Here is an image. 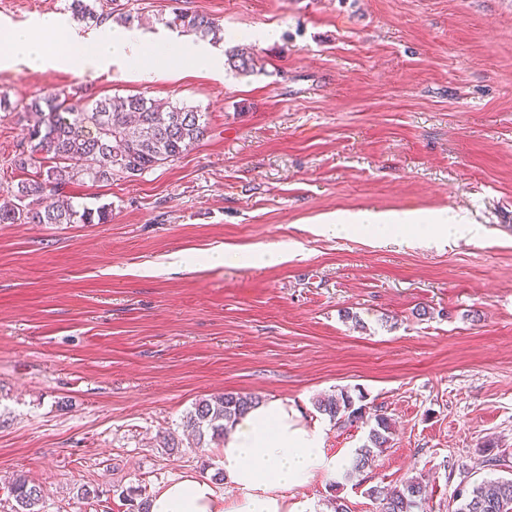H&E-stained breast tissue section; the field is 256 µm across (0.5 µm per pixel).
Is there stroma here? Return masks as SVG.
I'll return each mask as SVG.
<instances>
[{
	"mask_svg": "<svg viewBox=\"0 0 512 512\" xmlns=\"http://www.w3.org/2000/svg\"><path fill=\"white\" fill-rule=\"evenodd\" d=\"M67 0H0V27L52 15L88 36ZM147 47L188 33L173 11L216 17L213 51L251 46L252 73L185 63L141 79L0 70V202L13 158L53 91L142 93L206 112L178 160L67 189L106 207L94 224L0 223V512L24 476L44 512H132L185 477L212 479L220 445L191 448L184 416L226 391L317 415L364 394L391 418L372 467L315 475L295 512H381L371 487L427 480L428 512L457 485L512 478V0H113ZM273 30L269 41L250 31ZM448 208L481 225L448 245L328 238L339 212ZM281 243L279 264L205 267L215 248ZM187 265L170 266L174 253ZM178 441V452L162 445ZM497 456L498 467H486ZM96 489L81 499L77 489Z\"/></svg>",
	"mask_w": 512,
	"mask_h": 512,
	"instance_id": "stroma-1",
	"label": "stroma"
}]
</instances>
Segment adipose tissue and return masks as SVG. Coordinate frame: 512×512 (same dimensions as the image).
Wrapping results in <instances>:
<instances>
[{
    "mask_svg": "<svg viewBox=\"0 0 512 512\" xmlns=\"http://www.w3.org/2000/svg\"><path fill=\"white\" fill-rule=\"evenodd\" d=\"M0 70L24 66L32 70L72 71L101 75L112 70L114 58L134 61L148 52L135 30L103 26L91 38L80 39L56 17L0 29ZM322 235L388 236L414 239L456 240L480 236L478 225L451 209L424 216L417 212L359 210L338 214L320 225ZM282 247L261 245L247 254L221 248L206 253L201 265L216 267L246 261L255 267L280 263ZM220 469L224 484L233 491L224 501L207 480L183 478L165 485L149 500V512H288L290 490L306 485L315 474L332 476L336 458L325 448L320 421L303 420L300 413L280 400H262L248 410L224 438Z\"/></svg>",
    "mask_w": 512,
    "mask_h": 512,
    "instance_id": "ef3b65f1",
    "label": "adipose tissue"
}]
</instances>
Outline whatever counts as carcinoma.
Returning a JSON list of instances; mask_svg holds the SVG:
<instances>
[{
    "label": "carcinoma",
    "instance_id": "cac0c4a2",
    "mask_svg": "<svg viewBox=\"0 0 512 512\" xmlns=\"http://www.w3.org/2000/svg\"><path fill=\"white\" fill-rule=\"evenodd\" d=\"M67 9L78 20L102 22L111 13L97 11L85 0H71ZM167 25L183 28L202 38L221 40L218 20L206 14L176 13ZM228 65L247 74L256 67L255 53L235 46L226 52ZM27 110L33 117L21 149L13 159L22 172L36 167L35 175L18 183L11 198L0 204L3 224H92L106 219V210L74 203L65 193L71 184L107 182L114 176L137 177L190 151L207 133L206 113L191 107L160 104L141 95L104 97L73 103L55 92L32 101ZM260 402V398L224 392L195 403L183 428L201 445L205 435L221 440L238 419ZM322 415L340 426L364 423L363 406H355L347 392L317 401ZM392 434L391 419L375 415L365 443L351 461L349 471L372 466L377 453L387 447ZM12 512H40L39 486L24 477L13 479ZM368 494L382 498V512H426L428 486L411 478L386 491L374 486ZM453 512H512V478L483 480L458 488Z\"/></svg>",
    "mask_w": 512,
    "mask_h": 512
}]
</instances>
